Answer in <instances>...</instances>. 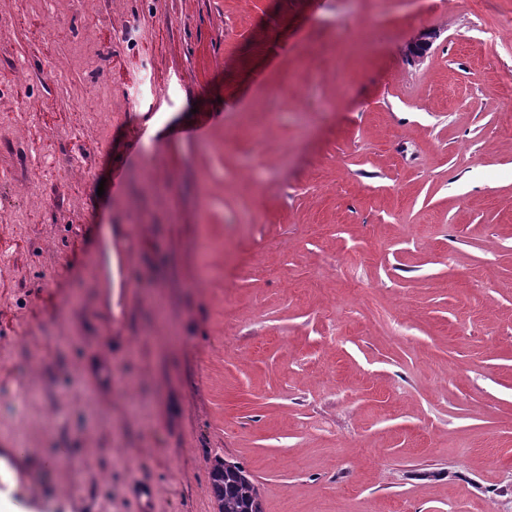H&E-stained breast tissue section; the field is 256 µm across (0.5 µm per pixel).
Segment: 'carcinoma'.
<instances>
[{
  "label": "carcinoma",
  "mask_w": 512,
  "mask_h": 512,
  "mask_svg": "<svg viewBox=\"0 0 512 512\" xmlns=\"http://www.w3.org/2000/svg\"><path fill=\"white\" fill-rule=\"evenodd\" d=\"M209 477L217 512H263L252 477L239 463L217 456Z\"/></svg>",
  "instance_id": "1"
}]
</instances>
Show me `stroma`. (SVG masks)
<instances>
[{
    "instance_id": "35a3bbf8",
    "label": "stroma",
    "mask_w": 512,
    "mask_h": 512,
    "mask_svg": "<svg viewBox=\"0 0 512 512\" xmlns=\"http://www.w3.org/2000/svg\"><path fill=\"white\" fill-rule=\"evenodd\" d=\"M0 337L15 512H512V0H0ZM112 255L116 258L117 267L125 262L124 244L117 239L109 240L102 244V258L100 262L101 270V303L106 312L107 321L112 320ZM209 477L217 512H263L252 477L238 462L215 457Z\"/></svg>"
}]
</instances>
